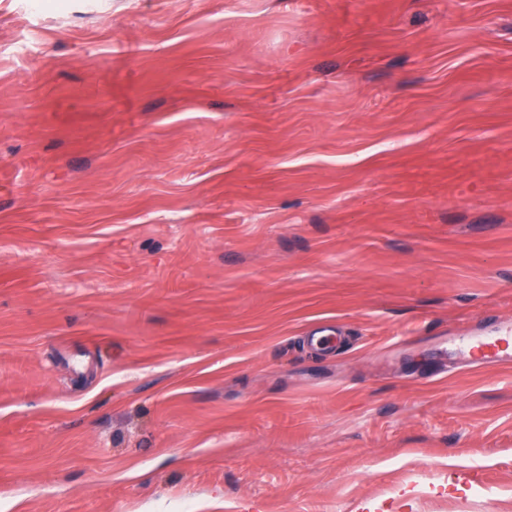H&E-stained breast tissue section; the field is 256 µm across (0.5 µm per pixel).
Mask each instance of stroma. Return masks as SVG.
<instances>
[{
    "instance_id": "1",
    "label": "stroma",
    "mask_w": 512,
    "mask_h": 512,
    "mask_svg": "<svg viewBox=\"0 0 512 512\" xmlns=\"http://www.w3.org/2000/svg\"><path fill=\"white\" fill-rule=\"evenodd\" d=\"M49 2L0 0V512H512V0ZM467 345L472 350L474 364H512V336H505L501 330H492L482 336H468Z\"/></svg>"
}]
</instances>
